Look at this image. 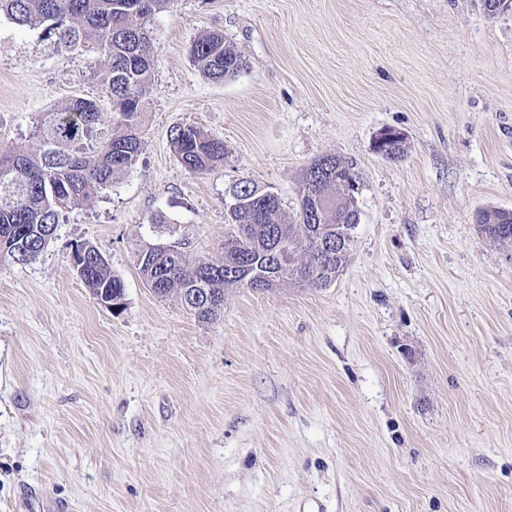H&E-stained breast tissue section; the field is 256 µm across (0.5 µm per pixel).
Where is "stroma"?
I'll use <instances>...</instances> for the list:
<instances>
[{"instance_id": "stroma-1", "label": "stroma", "mask_w": 512, "mask_h": 512, "mask_svg": "<svg viewBox=\"0 0 512 512\" xmlns=\"http://www.w3.org/2000/svg\"><path fill=\"white\" fill-rule=\"evenodd\" d=\"M137 165L63 215L25 265L0 262V512H512V11L480 0H173ZM224 33L232 81L190 57ZM105 73L0 17V145L101 98ZM221 139L203 173L170 132ZM403 135L391 161L375 135ZM336 156L361 180L350 257L329 286L233 288L202 322L148 290L152 245L224 259L230 190ZM163 223H152L153 215ZM93 244L125 289L115 314L73 270ZM191 58L208 78L217 82L236 79L248 68L244 55L218 32L197 39L191 48ZM480 231L501 245L512 246V211L492 210L482 214Z\"/></svg>"}]
</instances>
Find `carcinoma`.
<instances>
[{
	"mask_svg": "<svg viewBox=\"0 0 512 512\" xmlns=\"http://www.w3.org/2000/svg\"><path fill=\"white\" fill-rule=\"evenodd\" d=\"M172 0H0L3 15L20 27L40 28L48 45L85 49L104 63V98L118 132L101 127V103L77 97L45 113L31 140L0 149V171L17 168L20 188L0 190V258L28 264L40 255L42 235L55 233L66 210L98 196L137 163L142 151V102L155 66L151 52L153 17ZM192 61L211 80L224 82L246 72L247 60L218 32L194 42ZM170 141L177 161L192 173H201L224 161V142L194 125L173 128ZM341 170L316 173L318 184L330 197L327 211L314 219L315 202L307 195L310 171L301 180L296 212L286 214L279 195L251 181L233 189L229 233L224 242V263L190 256L185 248L171 251L152 246L141 252L139 271L145 284L165 297L175 291L183 306L201 320L216 316L223 305L206 307L188 297L189 288H207L224 299L228 288H249L251 279L265 278L268 291L288 280L323 288L336 279L347 261L358 226V192L344 195ZM480 231L489 239L512 246V211L492 210L480 218ZM288 245V260L269 259L274 239ZM85 249V270L80 280L95 300H112V312L124 307V285L112 274L104 257Z\"/></svg>",
	"mask_w": 512,
	"mask_h": 512,
	"instance_id": "1",
	"label": "carcinoma"
}]
</instances>
